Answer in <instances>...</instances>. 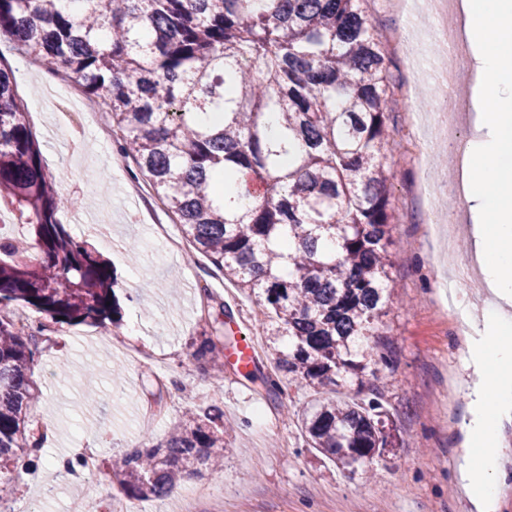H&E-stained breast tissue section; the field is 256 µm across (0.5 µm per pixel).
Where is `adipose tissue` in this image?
Listing matches in <instances>:
<instances>
[{"instance_id":"obj_1","label":"adipose tissue","mask_w":512,"mask_h":512,"mask_svg":"<svg viewBox=\"0 0 512 512\" xmlns=\"http://www.w3.org/2000/svg\"><path fill=\"white\" fill-rule=\"evenodd\" d=\"M462 31L472 50L474 81L487 109L475 120V137L462 151L465 199L479 222L472 231L474 253L489 288L501 302L493 317L512 332V0H463ZM482 388L495 401L477 430L459 473L477 512H489L496 493L499 419L512 409V380L502 374L512 350H490Z\"/></svg>"}]
</instances>
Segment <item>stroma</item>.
<instances>
[{
  "label": "stroma",
  "mask_w": 512,
  "mask_h": 512,
  "mask_svg": "<svg viewBox=\"0 0 512 512\" xmlns=\"http://www.w3.org/2000/svg\"><path fill=\"white\" fill-rule=\"evenodd\" d=\"M6 64L57 190L75 198L88 219L112 220V238L106 241L73 223L71 211L59 215L76 239L91 244L115 271L122 324H48V340L32 371L41 397L28 413L47 437L38 466L0 491V512H66L69 500L89 483L102 503L118 499L113 457L143 438L163 440L187 408L210 404L224 411L223 469L186 478L166 498L135 500L138 512H181L188 499L197 512H211L217 503L223 512H476L457 473L465 429L489 409L473 387L482 380L486 348L500 336L495 321L472 317L467 331L436 305L444 296L439 244L426 235L429 213L421 188L433 173L453 172L452 158H434L430 169H422L405 160L399 137L385 152L399 217L388 244L396 264L385 318L395 366L379 368L364 382L378 386L391 379L386 409L400 446L380 461L378 477L365 471L350 476L320 462L306 443L298 414L311 399L309 391L287 387L278 398H268L233 369L217 376L200 368L193 344L220 303L238 313L242 331L256 346H264V317L257 305L204 256L191 249L174 256L156 243L154 224L166 225L176 237L180 227L155 193L143 200L128 195L130 167L113 165L119 153L115 141L96 134L102 112L89 114L76 142L60 134L56 103L65 98L67 85L59 68L31 64L19 54L7 55ZM132 243L137 253L129 252ZM63 368L68 377H60ZM450 382L456 387L454 422L446 427L431 394ZM260 420L266 424L262 433L256 430ZM84 446L99 451L95 474L82 480L56 468V461L74 457Z\"/></svg>",
  "instance_id": "1"
}]
</instances>
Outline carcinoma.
Here are the masks:
<instances>
[{"mask_svg": "<svg viewBox=\"0 0 512 512\" xmlns=\"http://www.w3.org/2000/svg\"><path fill=\"white\" fill-rule=\"evenodd\" d=\"M260 2L0 0V43L63 68L103 107L183 238L268 318L266 393L313 392L300 415L307 442L353 475L397 441L384 390L367 394L363 381L393 364L383 317L396 216L382 158L397 86L366 0ZM233 183L253 195L251 209L225 193ZM76 204L44 171L14 73L0 64V207L27 226L35 252L0 228V486L34 466L42 438L26 418L45 325L23 332L9 304L61 325L122 320L109 263L58 218ZM223 327L214 319L215 338L194 352L220 372ZM344 384L355 396L336 397ZM223 456L224 412L207 406L112 461V480L130 498H161Z\"/></svg>", "mask_w": 512, "mask_h": 512, "instance_id": "obj_1", "label": "carcinoma"}]
</instances>
